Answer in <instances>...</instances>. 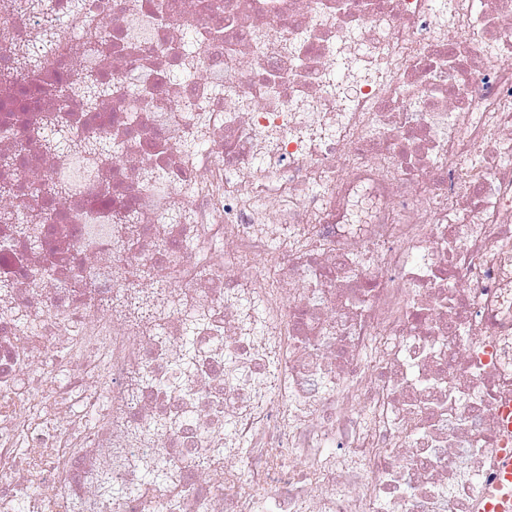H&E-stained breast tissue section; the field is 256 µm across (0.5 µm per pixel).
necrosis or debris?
Masks as SVG:
<instances>
[{
    "mask_svg": "<svg viewBox=\"0 0 512 512\" xmlns=\"http://www.w3.org/2000/svg\"><path fill=\"white\" fill-rule=\"evenodd\" d=\"M40 26L0 0V184L73 178L40 249L0 224V503L479 512L512 398V0H84L35 73L10 49ZM76 53L122 84L78 131L123 147L75 176L38 129L80 112Z\"/></svg>",
    "mask_w": 512,
    "mask_h": 512,
    "instance_id": "1",
    "label": "necrosis or debris"
}]
</instances>
